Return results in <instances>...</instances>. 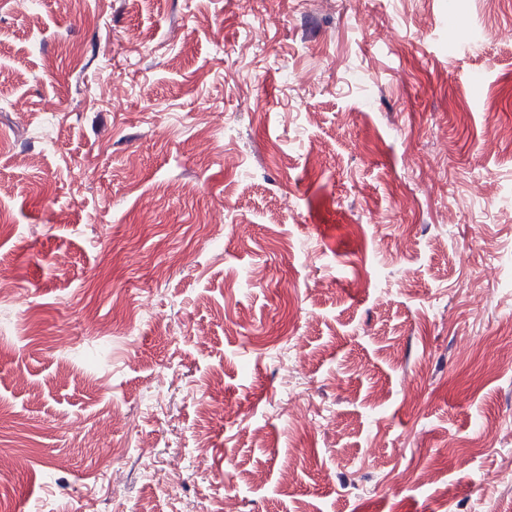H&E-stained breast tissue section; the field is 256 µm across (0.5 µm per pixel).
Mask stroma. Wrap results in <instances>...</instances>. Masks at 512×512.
<instances>
[{
    "label": "stroma",
    "instance_id": "35a3bbf8",
    "mask_svg": "<svg viewBox=\"0 0 512 512\" xmlns=\"http://www.w3.org/2000/svg\"><path fill=\"white\" fill-rule=\"evenodd\" d=\"M509 128L512 0H0L10 512L512 507Z\"/></svg>",
    "mask_w": 512,
    "mask_h": 512
}]
</instances>
